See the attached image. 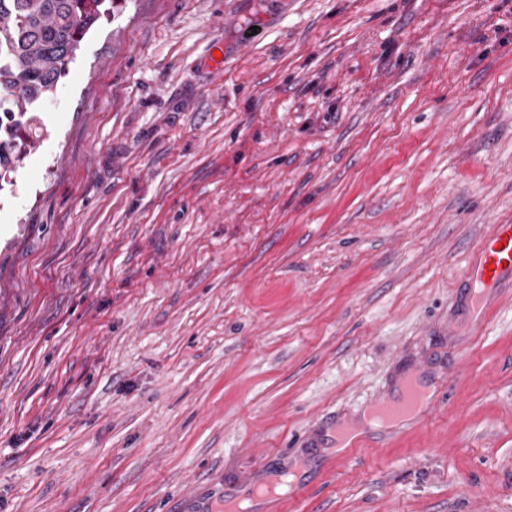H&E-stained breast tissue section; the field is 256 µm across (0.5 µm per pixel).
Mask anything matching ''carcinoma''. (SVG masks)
I'll list each match as a JSON object with an SVG mask.
<instances>
[{
    "label": "carcinoma",
    "mask_w": 512,
    "mask_h": 512,
    "mask_svg": "<svg viewBox=\"0 0 512 512\" xmlns=\"http://www.w3.org/2000/svg\"><path fill=\"white\" fill-rule=\"evenodd\" d=\"M114 0H0V170L31 144V107L67 72L80 43Z\"/></svg>",
    "instance_id": "obj_1"
}]
</instances>
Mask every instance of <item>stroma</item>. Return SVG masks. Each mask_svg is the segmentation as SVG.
I'll return each mask as SVG.
<instances>
[{
	"instance_id": "35a3bbf8",
	"label": "stroma",
	"mask_w": 512,
	"mask_h": 512,
	"mask_svg": "<svg viewBox=\"0 0 512 512\" xmlns=\"http://www.w3.org/2000/svg\"><path fill=\"white\" fill-rule=\"evenodd\" d=\"M0 185V512H512V0H117ZM427 419L336 435L406 378ZM498 245L502 248L498 249ZM470 263L481 286L475 291V304L485 310L493 289L506 284L512 287V223L492 225Z\"/></svg>"
}]
</instances>
